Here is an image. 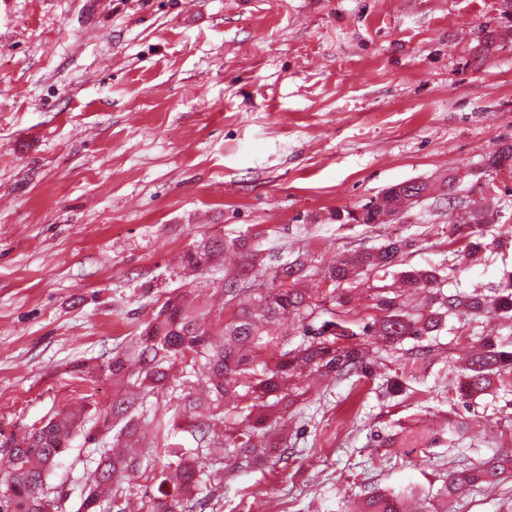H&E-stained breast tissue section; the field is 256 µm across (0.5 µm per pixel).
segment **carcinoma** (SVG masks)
I'll return each instance as SVG.
<instances>
[{
  "label": "carcinoma",
  "mask_w": 512,
  "mask_h": 512,
  "mask_svg": "<svg viewBox=\"0 0 512 512\" xmlns=\"http://www.w3.org/2000/svg\"><path fill=\"white\" fill-rule=\"evenodd\" d=\"M490 170L512 171V144L494 151ZM429 185L419 181L410 186L394 185L361 206V211L336 214V220L377 224L381 214L394 213L428 196ZM465 217L448 224L447 262L426 268L403 269L404 256L413 246L407 238H395L367 250L341 257L324 268L321 281L329 290L301 288L310 273L294 259L253 273L257 255L252 254L238 270L224 276L218 299L191 308L184 304L186 293L168 299L136 337L133 344L103 363L114 379H128L117 391L109 408L99 412L102 426L116 430L112 441H130L135 436L147 398L166 397L174 389L177 374L201 369L205 383L177 396V412L155 420L161 442L138 450L106 448L87 471L91 483L80 512H127L122 504L119 482L128 472H139L149 491L142 496L140 512H196L200 505L194 491L201 481L205 458L213 464L233 461L247 466L265 461L273 448H286L280 441L264 440L271 429L268 411L290 408L309 394L293 379L306 370L330 381L353 376L369 378L372 347L382 343L396 348L410 341L408 363L416 365L431 352L435 337L451 318L478 314L488 308L512 320V269L502 271L494 294L456 288L444 291L457 266L478 261L489 248L512 240V218L490 236L495 209L474 200L462 206ZM237 244L217 237L203 238L186 252L184 268L196 272L223 259L224 251ZM373 278L372 314L358 317L347 309L349 292L360 277ZM396 278L401 288L385 284ZM299 324L300 340L276 334L272 327L287 316ZM224 321V340L210 337L211 320ZM467 367L460 374L453 397L464 405L493 391L512 392V340L488 333L472 339ZM266 352L262 368L254 365L256 353ZM85 409L67 408L45 424L15 437L10 442L12 469L0 479V512H58L56 499L45 492L46 476L73 439L83 435L90 442L95 434L84 429ZM188 417L190 428L199 434L201 448L192 453L169 442V431ZM472 430L463 418L448 417L433 431H417L403 423L380 442L381 448H432L455 446ZM512 478V456L475 463L441 477L436 493L416 489L370 491L346 512H448V497L460 485L479 487L484 483Z\"/></svg>",
  "instance_id": "1"
}]
</instances>
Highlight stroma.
<instances>
[{
    "label": "stroma",
    "instance_id": "stroma-1",
    "mask_svg": "<svg viewBox=\"0 0 512 512\" xmlns=\"http://www.w3.org/2000/svg\"><path fill=\"white\" fill-rule=\"evenodd\" d=\"M512 0H0V477L13 436L64 406L94 427L117 387L101 371L173 294L211 301L242 258L186 270L202 237L244 238L266 265L336 256L411 236L406 267L440 264L449 198L495 180L512 217ZM429 196L386 224L339 226L388 187ZM512 241L454 274L487 291ZM494 311L449 320L418 391L381 397L403 356L374 376L331 382L278 410L287 458L222 484L204 512H343L364 492L435 488L460 460L512 456V393L463 406L458 356ZM90 377H78L76 365ZM478 429L459 447L387 458L373 431L421 430L450 414ZM97 444L76 437L46 485L78 512ZM450 512H512V481L450 501Z\"/></svg>",
    "mask_w": 512,
    "mask_h": 512
}]
</instances>
